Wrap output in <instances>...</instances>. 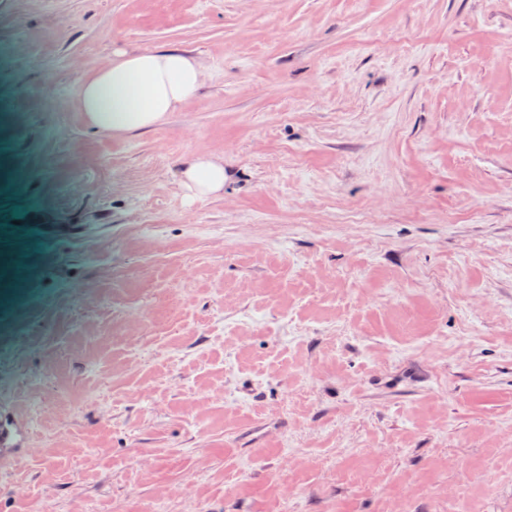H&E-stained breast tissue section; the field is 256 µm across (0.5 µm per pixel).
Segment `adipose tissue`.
I'll use <instances>...</instances> for the list:
<instances>
[{
  "mask_svg": "<svg viewBox=\"0 0 512 512\" xmlns=\"http://www.w3.org/2000/svg\"><path fill=\"white\" fill-rule=\"evenodd\" d=\"M200 62L182 51H116L87 77L75 99L77 111L93 128L124 133L163 122L200 86ZM223 159L200 154L179 177L185 196L202 199L224 191Z\"/></svg>",
  "mask_w": 512,
  "mask_h": 512,
  "instance_id": "adipose-tissue-1",
  "label": "adipose tissue"
}]
</instances>
